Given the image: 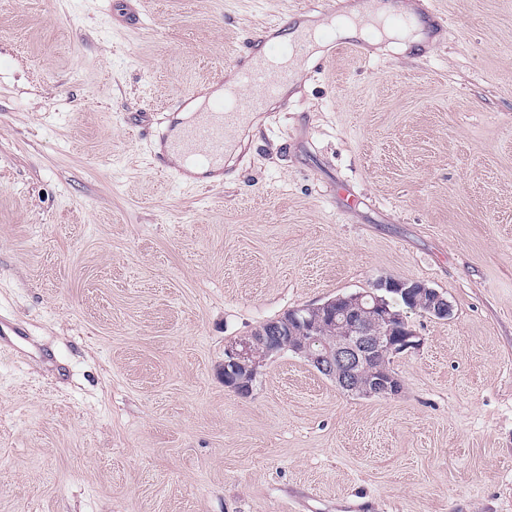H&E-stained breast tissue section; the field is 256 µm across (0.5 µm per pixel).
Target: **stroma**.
Instances as JSON below:
<instances>
[{
	"mask_svg": "<svg viewBox=\"0 0 512 512\" xmlns=\"http://www.w3.org/2000/svg\"><path fill=\"white\" fill-rule=\"evenodd\" d=\"M297 6L0 0V512H512V0L337 38L221 181L159 173L171 103ZM381 278L453 305L398 395L290 352L225 387L226 346Z\"/></svg>",
	"mask_w": 512,
	"mask_h": 512,
	"instance_id": "obj_1",
	"label": "stroma"
}]
</instances>
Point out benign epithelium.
I'll use <instances>...</instances> for the list:
<instances>
[{
	"instance_id": "benign-epithelium-1",
	"label": "benign epithelium",
	"mask_w": 512,
	"mask_h": 512,
	"mask_svg": "<svg viewBox=\"0 0 512 512\" xmlns=\"http://www.w3.org/2000/svg\"><path fill=\"white\" fill-rule=\"evenodd\" d=\"M400 293L412 309L435 320L452 317L450 301L438 290L424 283L380 279L374 288L347 298L341 309V334L327 342L319 336L317 318L335 313L337 300L291 311L286 322L264 323L259 344L264 353L253 350L252 340L241 338L224 350V385L245 396L259 367L272 355L287 349L305 359L319 373L329 377L341 390L362 397H388L398 394L401 380L394 369L400 354L419 346L407 315L395 310L380 290ZM290 335L291 342L283 344ZM391 360L384 369L370 370L378 359Z\"/></svg>"
}]
</instances>
